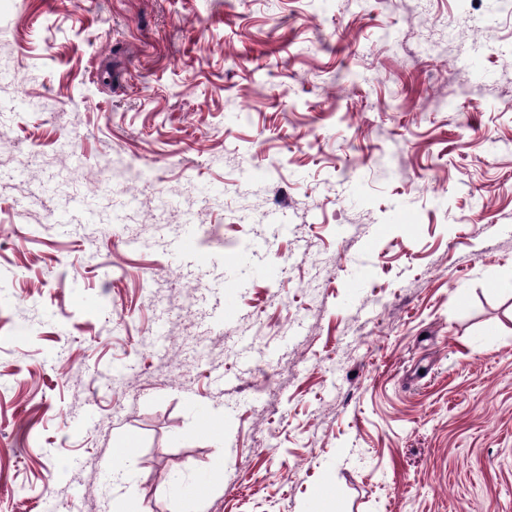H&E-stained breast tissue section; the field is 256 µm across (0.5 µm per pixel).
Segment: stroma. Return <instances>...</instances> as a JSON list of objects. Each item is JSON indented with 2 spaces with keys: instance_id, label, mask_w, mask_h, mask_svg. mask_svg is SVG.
Returning a JSON list of instances; mask_svg holds the SVG:
<instances>
[{
  "instance_id": "35a3bbf8",
  "label": "stroma",
  "mask_w": 512,
  "mask_h": 512,
  "mask_svg": "<svg viewBox=\"0 0 512 512\" xmlns=\"http://www.w3.org/2000/svg\"><path fill=\"white\" fill-rule=\"evenodd\" d=\"M48 500L512 512L499 0H0V512Z\"/></svg>"
}]
</instances>
